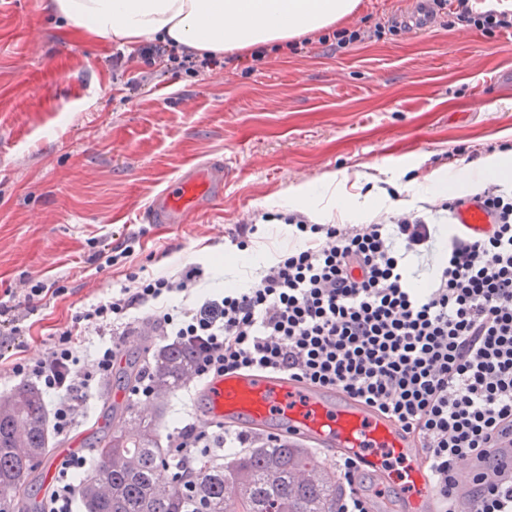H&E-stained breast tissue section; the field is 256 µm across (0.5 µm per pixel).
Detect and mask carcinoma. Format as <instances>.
I'll use <instances>...</instances> for the list:
<instances>
[{"mask_svg": "<svg viewBox=\"0 0 512 512\" xmlns=\"http://www.w3.org/2000/svg\"><path fill=\"white\" fill-rule=\"evenodd\" d=\"M153 399L164 404L195 375L193 350L165 344L150 363ZM134 428L104 434L94 448L96 465L83 477L84 512H336L340 483L323 471L326 464L294 440H260L225 464L199 463L189 488L159 481L165 464L158 420L139 415ZM45 402L33 385L0 397V505L15 512L14 493L30 476L34 462L48 456Z\"/></svg>", "mask_w": 512, "mask_h": 512, "instance_id": "cac0c4a2", "label": "carcinoma"}]
</instances>
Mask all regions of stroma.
<instances>
[{
    "label": "stroma",
    "mask_w": 512,
    "mask_h": 512,
    "mask_svg": "<svg viewBox=\"0 0 512 512\" xmlns=\"http://www.w3.org/2000/svg\"><path fill=\"white\" fill-rule=\"evenodd\" d=\"M418 0H360L346 20L367 29L417 14ZM119 44L52 20L49 0H0V301L23 300L28 281L59 287L37 302L14 358L35 361L81 307L104 300L129 274L161 276L199 262L205 288L249 285L289 243L269 226L245 269L225 268L237 228L275 212L284 189L346 174L337 193L355 194L358 175L380 189L370 205L391 215L412 181L477 164L512 146V30L492 35L438 15L422 30L319 44L317 35L252 60L224 55L222 73L171 71L137 93L113 77ZM230 162L224 198L193 224H152L141 213L186 164ZM130 242L113 265L87 258L103 243ZM156 332L124 339L123 361L93 389L67 437L88 464L104 433L124 431L135 368L147 365ZM197 385L176 390L160 418L168 437L187 423L211 430L196 409Z\"/></svg>",
    "instance_id": "1"
}]
</instances>
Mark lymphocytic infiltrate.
Listing matches in <instances>:
<instances>
[{
	"label": "lymphocytic infiltrate",
	"mask_w": 512,
	"mask_h": 512,
	"mask_svg": "<svg viewBox=\"0 0 512 512\" xmlns=\"http://www.w3.org/2000/svg\"><path fill=\"white\" fill-rule=\"evenodd\" d=\"M439 10L487 33L512 29V9L431 0L423 13ZM136 54L146 69L128 80L133 93L175 69H224L223 60L173 43ZM475 198L494 216L477 239L460 227L442 235L415 211L370 224L280 214L298 244L264 266L252 287L194 296L206 276L198 263L167 277L129 275L128 286L76 311L42 357L9 363V372L53 395V429L66 435L93 384L111 375L131 313L145 310L163 339L194 349L199 378L285 373L395 419L419 440L442 512H512V474L491 480L475 471L467 497L457 493V463L487 461L495 435H512V192L491 184ZM90 330L101 344L87 367L80 354ZM170 441L185 478L212 449L251 445L244 434L190 423ZM85 466L81 456L62 465L42 512H76L73 475Z\"/></svg>",
	"instance_id": "1"
}]
</instances>
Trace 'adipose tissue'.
Masks as SVG:
<instances>
[{"mask_svg":"<svg viewBox=\"0 0 512 512\" xmlns=\"http://www.w3.org/2000/svg\"><path fill=\"white\" fill-rule=\"evenodd\" d=\"M359 0H51L58 16L103 42L132 45L173 42L197 54L220 55L263 45L281 44L336 26L355 13ZM512 174V150L494 152L476 169L439 176L415 186L414 200L432 203L448 184L485 182ZM281 206L315 216L334 209L356 212L367 221L356 198L336 194V176L314 186H292Z\"/></svg>","mask_w":512,"mask_h":512,"instance_id":"obj_1","label":"adipose tissue"}]
</instances>
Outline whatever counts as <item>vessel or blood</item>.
I'll list each match as a JSON object with an SVG mask.
<instances>
[{"label": "vessel or blood", "instance_id": "b4317fda", "mask_svg": "<svg viewBox=\"0 0 512 512\" xmlns=\"http://www.w3.org/2000/svg\"><path fill=\"white\" fill-rule=\"evenodd\" d=\"M232 173L217 160L183 168L171 186L154 199L148 218L154 224H189L224 197ZM451 223L473 236L489 230L493 218L473 202L460 205ZM204 410L211 423L275 429L339 454L355 456L361 469L381 486L399 481L409 493L411 512H435L422 450L393 419L341 393L324 390L280 374L246 372L208 380ZM401 460L404 468L392 472Z\"/></svg>", "mask_w": 512, "mask_h": 512}]
</instances>
